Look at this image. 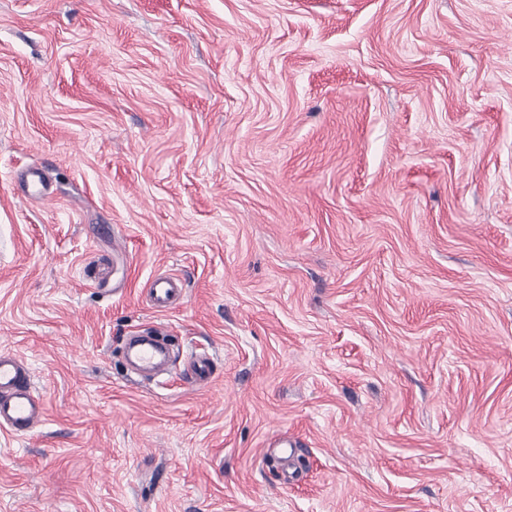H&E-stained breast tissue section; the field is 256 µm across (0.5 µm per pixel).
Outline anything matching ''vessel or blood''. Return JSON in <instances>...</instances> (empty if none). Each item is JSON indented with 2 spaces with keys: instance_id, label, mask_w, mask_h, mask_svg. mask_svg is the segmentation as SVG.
Wrapping results in <instances>:
<instances>
[{
  "instance_id": "obj_1",
  "label": "vessel or blood",
  "mask_w": 512,
  "mask_h": 512,
  "mask_svg": "<svg viewBox=\"0 0 512 512\" xmlns=\"http://www.w3.org/2000/svg\"><path fill=\"white\" fill-rule=\"evenodd\" d=\"M185 296V283L176 275L154 279L148 290L153 308L165 310ZM161 350L149 341L134 347L129 356L146 374L156 371ZM45 403L35 393L28 366L15 354L0 352V427L20 436L31 435L45 419Z\"/></svg>"
}]
</instances>
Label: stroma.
<instances>
[{"label": "stroma", "instance_id": "35a3bbf8", "mask_svg": "<svg viewBox=\"0 0 512 512\" xmlns=\"http://www.w3.org/2000/svg\"><path fill=\"white\" fill-rule=\"evenodd\" d=\"M0 351V512H512V0H0ZM185 296L184 281L173 274L157 277L148 288L149 300L157 310H166ZM160 354L161 350L157 343L149 340L134 347L129 356L141 372L151 374L158 368ZM45 413L29 367L17 355L0 352V427L28 436L44 421Z\"/></svg>", "mask_w": 512, "mask_h": 512}]
</instances>
